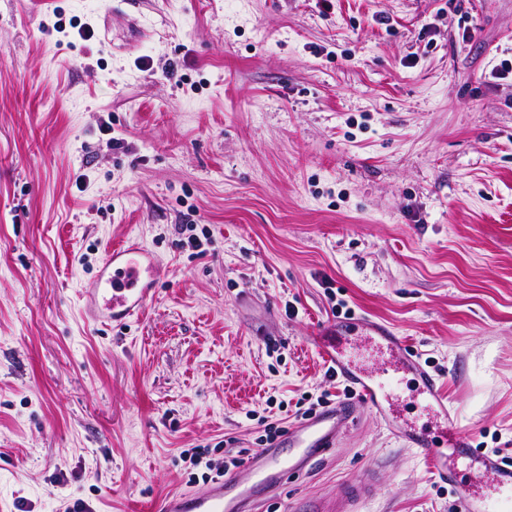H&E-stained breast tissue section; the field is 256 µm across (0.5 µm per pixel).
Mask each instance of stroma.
I'll return each instance as SVG.
<instances>
[{
  "instance_id": "35a3bbf8",
  "label": "stroma",
  "mask_w": 512,
  "mask_h": 512,
  "mask_svg": "<svg viewBox=\"0 0 512 512\" xmlns=\"http://www.w3.org/2000/svg\"><path fill=\"white\" fill-rule=\"evenodd\" d=\"M512 0H0V505L158 512L180 453L340 395L315 338L402 336L407 376L327 459L360 512H456L390 419L512 458ZM126 237L160 291L123 331L80 294Z\"/></svg>"
}]
</instances>
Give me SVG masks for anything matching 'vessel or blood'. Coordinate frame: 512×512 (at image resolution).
<instances>
[{"mask_svg": "<svg viewBox=\"0 0 512 512\" xmlns=\"http://www.w3.org/2000/svg\"><path fill=\"white\" fill-rule=\"evenodd\" d=\"M103 272L82 299L92 308L94 320L115 326L126 325L140 315L157 293V270L148 251L138 243L122 242L109 249ZM373 341L385 350L393 363L390 375L373 378L358 369L345 355L335 336L318 338L319 355L352 392L349 399L330 404L301 420L278 436L271 447L251 456L245 464L249 480L229 475L215 480L204 492H181L165 498L160 512H254L255 504L275 487L303 473L318 457L334 448L344 427L352 424L360 407L383 411L390 403L406 374H415L418 388L428 407L447 411L436 376L425 370L411 354L403 339L389 329L376 330ZM401 438L417 449L441 482L454 488L459 512H512V466L483 459L485 470L495 476V492L482 495L460 486L457 470L449 464L438 445L426 434L410 429ZM369 494L366 486L349 484L335 507L308 500L304 512H352Z\"/></svg>", "mask_w": 512, "mask_h": 512, "instance_id": "b4317fda", "label": "vessel or blood"}]
</instances>
